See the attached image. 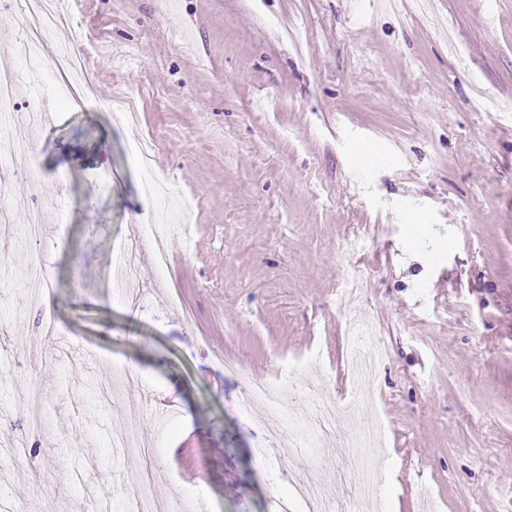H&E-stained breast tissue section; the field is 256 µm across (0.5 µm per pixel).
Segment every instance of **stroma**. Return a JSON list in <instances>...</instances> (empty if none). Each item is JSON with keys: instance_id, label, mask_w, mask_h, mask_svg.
<instances>
[{"instance_id": "obj_1", "label": "stroma", "mask_w": 512, "mask_h": 512, "mask_svg": "<svg viewBox=\"0 0 512 512\" xmlns=\"http://www.w3.org/2000/svg\"><path fill=\"white\" fill-rule=\"evenodd\" d=\"M59 8L95 98L32 125L63 79L15 53L23 16L0 7V63L20 75L0 132L35 165L25 186L0 183V487L18 512H127L140 493L157 512H271L285 483L261 429L288 435L310 408L242 415L224 364L348 402L352 273L386 354L369 402L296 466L347 456L379 417L385 512H512V113L482 101L512 103V0ZM149 138L169 265L140 243L120 291L117 247L146 196L130 146ZM37 196L45 234L26 242Z\"/></svg>"}]
</instances>
